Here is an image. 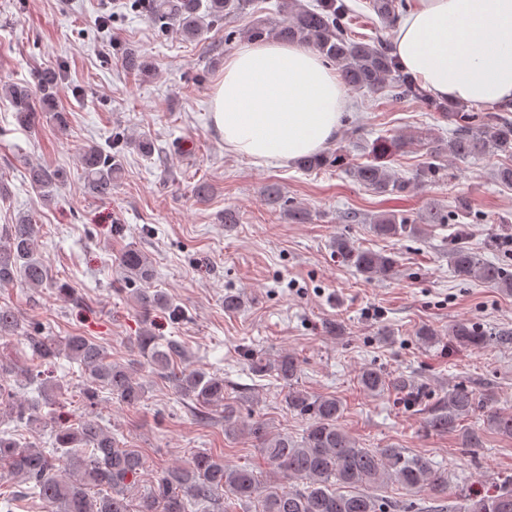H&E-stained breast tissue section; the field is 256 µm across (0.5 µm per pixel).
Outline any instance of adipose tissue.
Here are the masks:
<instances>
[{
	"mask_svg": "<svg viewBox=\"0 0 512 512\" xmlns=\"http://www.w3.org/2000/svg\"><path fill=\"white\" fill-rule=\"evenodd\" d=\"M391 54L434 97L461 104L512 101V0H414ZM346 90L303 45L249 42L224 60L213 127L257 163L320 152L338 131Z\"/></svg>",
	"mask_w": 512,
	"mask_h": 512,
	"instance_id": "adipose-tissue-1",
	"label": "adipose tissue"
}]
</instances>
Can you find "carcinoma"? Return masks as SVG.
Wrapping results in <instances>:
<instances>
[{
	"label": "carcinoma",
	"instance_id": "obj_1",
	"mask_svg": "<svg viewBox=\"0 0 512 512\" xmlns=\"http://www.w3.org/2000/svg\"><path fill=\"white\" fill-rule=\"evenodd\" d=\"M249 0H141L134 7L144 10L149 20L161 31L173 29L187 39H195L204 26L222 22L242 11ZM371 9L380 22L388 24L405 8L404 0H371ZM278 12L285 14L282 24L274 27L260 23L247 37L263 41L270 37L313 48L326 61L335 64L350 90L377 92L386 89L395 98L411 97L443 113L455 124L448 140L435 139L428 147L430 161L413 180H401L375 163H364L351 171L354 179L378 194H405L416 183H432L443 177L445 166L440 159H468L483 155L506 159L496 171V179L512 186V120L506 112L509 105L494 104L487 108L491 115L482 117L454 104L434 100L420 84L402 72L384 39L376 37L368 43L352 34L350 27L354 10L345 0H319L308 7L301 0H282ZM124 65L137 74L149 72L141 55L129 50ZM61 79L58 68L38 73L37 88L3 84L0 96L9 99L18 123L31 126L37 111H55V93ZM119 153H110L98 145L82 151L84 181L95 195L112 193V183L120 172ZM29 183L39 197L47 199L63 181V171L36 166L28 171ZM268 205L288 211V219L305 224L309 213L289 203L281 189L270 184L265 189ZM451 211L435 204L426 207L419 221L398 220L394 214L373 218L372 231L385 238L420 233L422 224H447ZM37 225L23 215L6 229L5 244H0V287L18 282L37 288L46 281L47 270L37 256ZM340 262L367 279L393 274L395 259L387 254L353 246L336 240ZM454 273L475 278L512 294V272L506 264L480 258L465 245L448 253ZM121 269L126 278L146 282L152 277L148 257L138 248L129 247L121 255ZM140 304L148 309H167L170 301L161 292L136 289ZM20 317L9 308H0V339L16 335ZM450 343L457 348L480 349L488 336L469 321L455 323L448 330ZM26 341L41 363L52 366L60 356L76 362L91 387L85 390L89 405H96L98 388L128 406L139 404L145 397V386L133 371L108 360L103 347L86 336L73 334L58 340L54 336H28ZM140 354L153 370L171 380L177 392L201 406L224 405V427L238 425L236 407L224 393V377L201 370L175 367L179 345L174 341L158 342L149 330L136 340ZM16 366L0 358V399L12 401L10 413L19 424H42L38 404L29 399H14L4 394V375ZM251 374L264 377L276 374L286 389L284 401L288 411L309 420L302 437L293 440L285 434L272 432L265 421L255 419L247 425L248 434L257 442L268 471L261 476L248 467H232L210 452L194 453L187 464L158 471L149 486L131 497L136 481L146 467L144 455L135 448L119 446L116 437L101 425L94 412L80 418L77 426L57 425L51 428L53 448L45 451L6 431L0 432V471L20 479L27 488L22 497H37L50 507V512H210L220 505V512H232L224 499L249 506L258 512H414V503H404L380 494L388 484L405 490H429L440 497L447 494L448 473L434 469L425 457L411 454L404 448H361L340 426L343 406L334 397H313L297 386L300 372L298 359L284 356L271 361L254 357ZM364 391L378 394L390 386L411 394V381L404 377L389 378L377 368L366 367L358 374ZM476 394L464 386L448 392L445 400L431 410L428 428L436 433L457 431L460 421L477 407ZM487 428L512 438V414L497 411L486 415ZM73 473L65 481L60 469ZM469 512H512V489L500 487L472 500Z\"/></svg>",
	"mask_w": 512,
	"mask_h": 512
}]
</instances>
